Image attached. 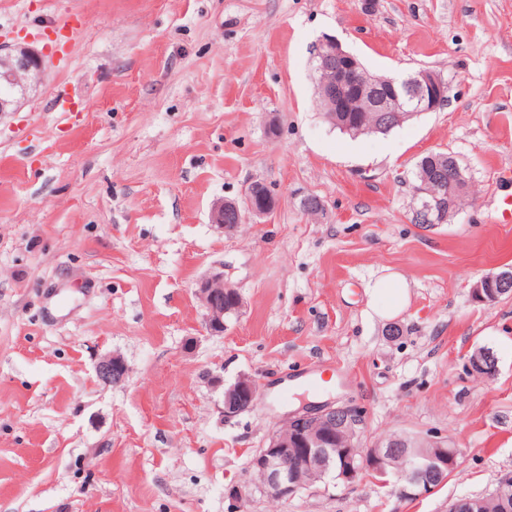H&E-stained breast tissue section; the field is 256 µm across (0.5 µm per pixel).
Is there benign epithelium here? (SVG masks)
Instances as JSON below:
<instances>
[{
  "label": "benign epithelium",
  "mask_w": 512,
  "mask_h": 512,
  "mask_svg": "<svg viewBox=\"0 0 512 512\" xmlns=\"http://www.w3.org/2000/svg\"><path fill=\"white\" fill-rule=\"evenodd\" d=\"M318 78L323 103L330 119L336 112H381L400 118L405 112L422 113L439 110L448 100V82L430 69H419L400 81L393 77L370 74L362 63L335 38L325 37L317 45ZM46 78L43 55L25 42L0 45V115L17 111L23 100L40 87ZM275 204L257 206L252 188L245 191V208L233 201H223L212 210V222L224 228L229 221L241 222L242 210L255 216L269 215ZM205 310V330L212 336L224 333V319L239 313V293L224 282V273L215 272L197 283L195 290ZM480 301L494 302L512 293V269L484 276L472 289ZM229 304H224V296ZM473 373L492 377L497 372L494 351L482 347L470 357ZM124 359L112 354L100 358L95 373L105 386L121 382L126 375ZM259 398L256 382L239 378L224 389V417L232 418L251 409ZM363 421L362 411L351 405L303 407L288 414L286 422L269 436L266 445L251 461L259 475L261 488L269 495L288 500L305 489L297 477L300 466L317 470L344 482H352L360 470H372L386 484L393 476L400 483L399 496L415 499L432 494L439 484L436 476L455 466L458 451L431 439L426 454L406 453L414 447L402 437L364 448L357 433ZM481 500L462 496L448 501L445 512H477Z\"/></svg>",
  "instance_id": "benign-epithelium-1"
}]
</instances>
